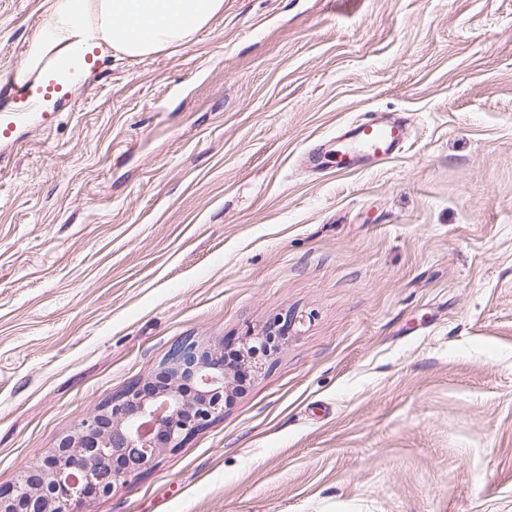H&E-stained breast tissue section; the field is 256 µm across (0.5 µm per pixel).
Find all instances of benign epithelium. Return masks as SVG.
Returning a JSON list of instances; mask_svg holds the SVG:
<instances>
[{
  "label": "benign epithelium",
  "instance_id": "benign-epithelium-1",
  "mask_svg": "<svg viewBox=\"0 0 512 512\" xmlns=\"http://www.w3.org/2000/svg\"><path fill=\"white\" fill-rule=\"evenodd\" d=\"M153 392L133 385L81 420L14 487L0 492V512H78L92 495H107L151 468L167 450L224 413L233 377L220 341L174 343Z\"/></svg>",
  "mask_w": 512,
  "mask_h": 512
}]
</instances>
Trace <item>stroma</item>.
<instances>
[{"mask_svg": "<svg viewBox=\"0 0 512 512\" xmlns=\"http://www.w3.org/2000/svg\"><path fill=\"white\" fill-rule=\"evenodd\" d=\"M0 0V488L174 342L286 337L83 512H512V0H224L18 82ZM367 112L399 154L302 153Z\"/></svg>", "mask_w": 512, "mask_h": 512, "instance_id": "stroma-1", "label": "stroma"}]
</instances>
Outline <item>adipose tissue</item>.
Segmentation results:
<instances>
[{
    "mask_svg": "<svg viewBox=\"0 0 512 512\" xmlns=\"http://www.w3.org/2000/svg\"><path fill=\"white\" fill-rule=\"evenodd\" d=\"M224 0H53L50 22L26 51L19 78H40L39 63L83 58L88 36L131 57L179 46L206 26Z\"/></svg>",
    "mask_w": 512,
    "mask_h": 512,
    "instance_id": "ef3b65f1",
    "label": "adipose tissue"
}]
</instances>
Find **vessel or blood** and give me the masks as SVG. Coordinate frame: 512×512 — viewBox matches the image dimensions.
<instances>
[{"label": "vessel or blood", "instance_id": "obj_1", "mask_svg": "<svg viewBox=\"0 0 512 512\" xmlns=\"http://www.w3.org/2000/svg\"><path fill=\"white\" fill-rule=\"evenodd\" d=\"M407 138L404 119L369 116L355 120L344 128L333 145L336 167L350 171L371 159L393 157L402 150Z\"/></svg>", "mask_w": 512, "mask_h": 512}]
</instances>
